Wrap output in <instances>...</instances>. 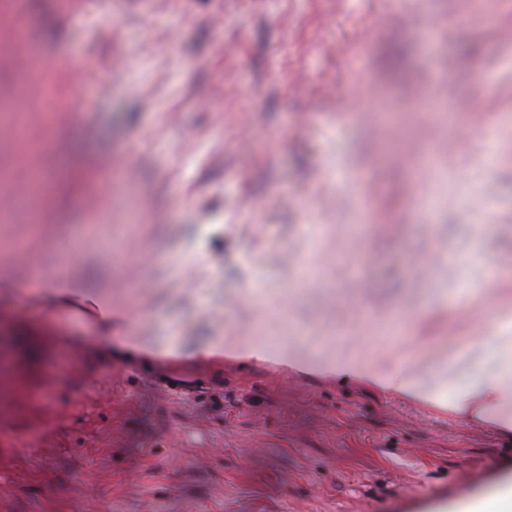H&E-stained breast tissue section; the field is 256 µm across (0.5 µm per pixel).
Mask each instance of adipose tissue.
<instances>
[{"mask_svg":"<svg viewBox=\"0 0 512 512\" xmlns=\"http://www.w3.org/2000/svg\"><path fill=\"white\" fill-rule=\"evenodd\" d=\"M474 316L480 324V335L460 350L438 352L435 360L449 370L471 374L470 382L456 393L452 403L460 419L475 416L498 430L512 432V298H483ZM321 368L405 398L433 403L439 394L438 389L424 387L409 370H383L368 359L339 357L322 362Z\"/></svg>","mask_w":512,"mask_h":512,"instance_id":"ef3b65f1","label":"adipose tissue"}]
</instances>
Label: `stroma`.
Wrapping results in <instances>:
<instances>
[{"instance_id":"obj_1","label":"stroma","mask_w":512,"mask_h":512,"mask_svg":"<svg viewBox=\"0 0 512 512\" xmlns=\"http://www.w3.org/2000/svg\"><path fill=\"white\" fill-rule=\"evenodd\" d=\"M510 29L512 0H0V193L45 179L0 213V512H443L512 478L486 421L308 368L466 345L512 291ZM59 273L75 303L27 293ZM219 336L272 354L189 357Z\"/></svg>"}]
</instances>
